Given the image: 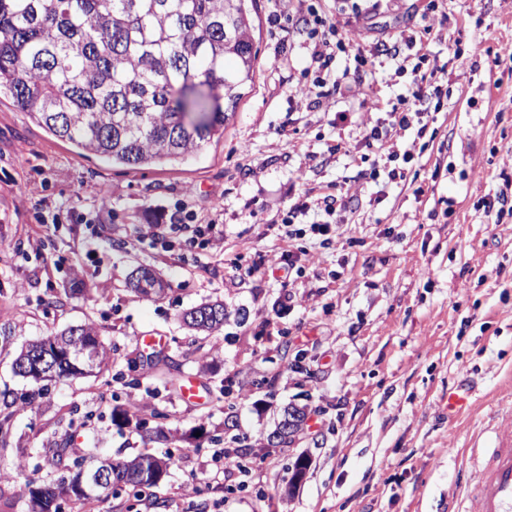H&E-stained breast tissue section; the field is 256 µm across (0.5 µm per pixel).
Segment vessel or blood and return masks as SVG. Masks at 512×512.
<instances>
[{
    "label": "vessel or blood",
    "mask_w": 512,
    "mask_h": 512,
    "mask_svg": "<svg viewBox=\"0 0 512 512\" xmlns=\"http://www.w3.org/2000/svg\"><path fill=\"white\" fill-rule=\"evenodd\" d=\"M465 494L453 499L448 512H512V439L499 443L473 475H461Z\"/></svg>",
    "instance_id": "b4317fda"
}]
</instances>
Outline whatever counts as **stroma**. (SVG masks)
Returning <instances> with one entry per match:
<instances>
[{"instance_id": "obj_1", "label": "stroma", "mask_w": 512, "mask_h": 512, "mask_svg": "<svg viewBox=\"0 0 512 512\" xmlns=\"http://www.w3.org/2000/svg\"><path fill=\"white\" fill-rule=\"evenodd\" d=\"M273 0H256L254 83L197 157L156 169H129L80 154L0 98V387L25 392L14 375L22 344L95 323L112 348L108 370L51 383L37 410H18L0 434V501L23 502L28 480L52 471L48 441L65 443L67 463L131 455L162 442L117 429L112 403L168 406L181 431H197V450L177 452L162 504L97 502L95 512H448L455 473L476 448L512 438V215L492 223L512 175V71L490 65L512 42V0H381L355 13L350 0L326 9L365 42L393 28L447 13V37L430 58L442 67L430 127L399 131L416 178H363L351 156L374 160L363 136L410 83L382 58L361 90L326 86L321 107L295 90L306 81V37L269 24ZM348 112L345 121L337 120ZM336 185L352 201L332 218L326 247L300 239L301 271L281 286L252 264L288 246L281 222L312 187ZM204 225L203 246L172 237H138L167 224L175 206ZM165 286L144 300L130 290L138 267ZM80 268L89 294H71ZM62 307L45 309L49 299ZM224 303L212 336L188 330L180 314ZM165 338V354L204 393L183 401L148 367L131 388L117 381L141 337ZM213 353L203 373L195 349ZM223 382L228 397L207 393ZM475 386L471 405L448 415V391ZM235 403L236 440L215 443L224 409ZM307 407L296 441L270 448L281 409ZM244 453L245 471L225 472L218 447ZM310 465L285 496V467Z\"/></svg>"}]
</instances>
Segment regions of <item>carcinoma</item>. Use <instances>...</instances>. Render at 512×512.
<instances>
[{"label":"carcinoma","instance_id":"cac0c4a2","mask_svg":"<svg viewBox=\"0 0 512 512\" xmlns=\"http://www.w3.org/2000/svg\"><path fill=\"white\" fill-rule=\"evenodd\" d=\"M255 0H0V95L8 94L30 117L81 154L131 168L182 162L199 155L253 83L257 60ZM163 291L154 272L137 270L133 292L151 298ZM218 301L185 312L188 328L211 335L224 326ZM67 346L54 361L51 378L91 375L108 368L111 348L92 323L54 335ZM153 367L175 386L179 366L153 356ZM19 394L0 390V432L12 429L20 407L34 410L48 384ZM112 423L143 429L146 419L114 405ZM152 436L179 441L174 414L149 408ZM54 451L56 473L28 483L22 512L81 509L91 499L156 495L174 464L167 452H138L111 460L112 486L74 492L83 466L63 463Z\"/></svg>","mask_w":512,"mask_h":512}]
</instances>
